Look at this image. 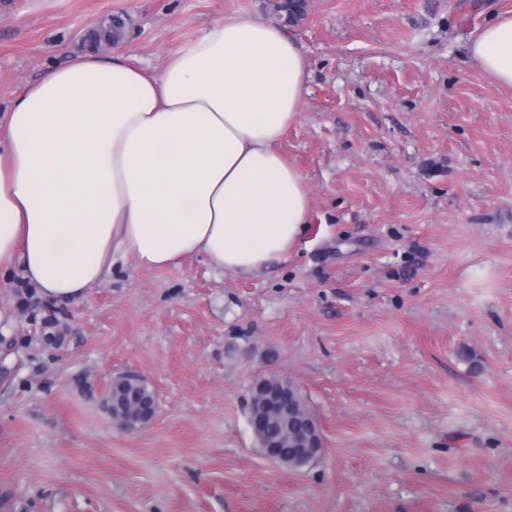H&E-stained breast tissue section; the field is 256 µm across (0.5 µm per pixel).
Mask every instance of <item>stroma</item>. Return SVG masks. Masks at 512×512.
<instances>
[{
	"label": "stroma",
	"instance_id": "obj_1",
	"mask_svg": "<svg viewBox=\"0 0 512 512\" xmlns=\"http://www.w3.org/2000/svg\"><path fill=\"white\" fill-rule=\"evenodd\" d=\"M512 0H308L284 31L309 78L280 149L309 222L246 276L134 260L63 307L62 345L17 317L0 276V512H512V87L470 60ZM160 68L276 0H0V113L87 51L105 15ZM133 372L155 419L101 407ZM307 396L325 452L297 472L248 421L254 381ZM104 405L110 416L112 417V424L117 429L130 432L135 431L144 428L146 425H148L152 419L154 418L158 403H157V397L156 394H153V409L152 411L148 412H140L139 414H136L134 411L126 412V411H120L116 412L108 406L106 400L104 399Z\"/></svg>",
	"mask_w": 512,
	"mask_h": 512
}]
</instances>
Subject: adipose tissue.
Masks as SVG:
<instances>
[{
  "label": "adipose tissue",
  "instance_id": "1",
  "mask_svg": "<svg viewBox=\"0 0 512 512\" xmlns=\"http://www.w3.org/2000/svg\"><path fill=\"white\" fill-rule=\"evenodd\" d=\"M512 87V13L469 45ZM309 73L270 19L227 17L161 68L87 53L46 71L0 115V275L64 306L109 281L200 256L249 275L308 222L304 174L279 149Z\"/></svg>",
  "mask_w": 512,
  "mask_h": 512
}]
</instances>
